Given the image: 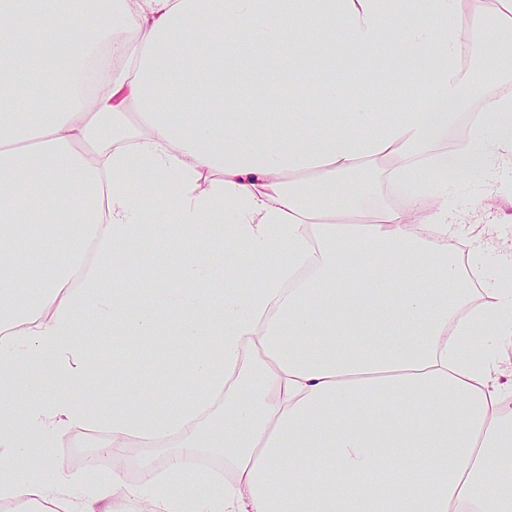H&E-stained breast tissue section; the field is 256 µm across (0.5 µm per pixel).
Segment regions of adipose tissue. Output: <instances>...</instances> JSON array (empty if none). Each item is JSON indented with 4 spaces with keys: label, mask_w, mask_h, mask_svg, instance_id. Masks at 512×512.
I'll list each match as a JSON object with an SVG mask.
<instances>
[{
    "label": "adipose tissue",
    "mask_w": 512,
    "mask_h": 512,
    "mask_svg": "<svg viewBox=\"0 0 512 512\" xmlns=\"http://www.w3.org/2000/svg\"><path fill=\"white\" fill-rule=\"evenodd\" d=\"M488 41L512 44V0H0V386L23 390L0 398V447L22 459L89 420L116 456L176 439L136 491L150 512H512L495 479L512 467V387L484 343L512 341V282L461 267L463 222L485 204L439 188L512 167L511 93L486 96L448 142ZM134 171L166 195L136 194ZM379 182L399 200L368 204ZM41 207L53 223L16 244ZM221 221L233 259L219 265L201 226ZM164 225L181 277L159 297L192 396L160 415L49 389V372L101 378L78 316L155 333V309L106 281L127 270L126 244ZM30 261L39 284L22 304L14 272ZM233 377L246 401L212 417ZM209 450L228 479L188 481L186 460Z\"/></svg>",
    "instance_id": "obj_1"
}]
</instances>
